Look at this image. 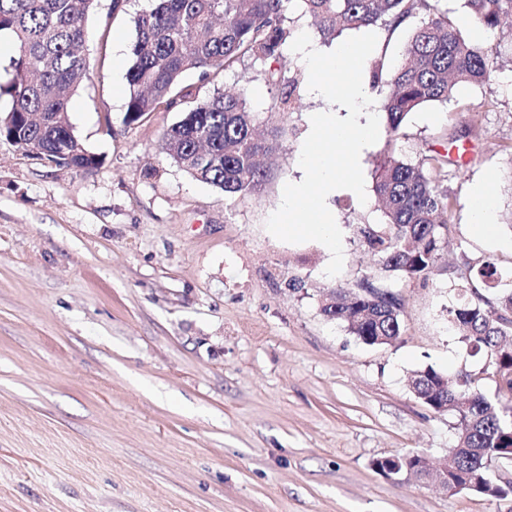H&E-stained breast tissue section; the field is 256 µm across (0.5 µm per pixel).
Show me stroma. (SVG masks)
<instances>
[{"mask_svg": "<svg viewBox=\"0 0 512 512\" xmlns=\"http://www.w3.org/2000/svg\"><path fill=\"white\" fill-rule=\"evenodd\" d=\"M153 0H95L84 26L94 76L70 121L98 155L90 171L52 166L0 139V512H512V496L451 493L376 460H448L456 416L437 413L408 379L430 366L465 368L499 399L486 359L449 332L452 289L470 266L512 249L471 231L469 194L488 181L499 237L512 240V56L489 79L412 113L397 142L418 160L440 131L466 148L448 168L455 200L448 249L427 281L395 283L403 332L369 346L320 305L379 265L356 233L383 211L341 195L330 206L344 265L321 243L266 229L285 184L300 181L308 122L331 104L309 91L298 111L270 112L277 89L243 59L217 80L181 86L198 97L246 89L253 111L285 131L269 179L225 201L162 157L180 108L126 124L135 18Z\"/></svg>", "mask_w": 512, "mask_h": 512, "instance_id": "obj_1", "label": "stroma"}]
</instances>
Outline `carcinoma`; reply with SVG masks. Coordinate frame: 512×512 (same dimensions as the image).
I'll list each match as a JSON object with an SVG mask.
<instances>
[{"label": "carcinoma", "instance_id": "carcinoma-1", "mask_svg": "<svg viewBox=\"0 0 512 512\" xmlns=\"http://www.w3.org/2000/svg\"><path fill=\"white\" fill-rule=\"evenodd\" d=\"M95 0H0V33L13 38L12 78L0 83V135L56 166L88 171L100 158L86 150L69 119L72 96L90 79L92 66L82 52V19ZM292 0H157L134 21L127 71L129 87L125 122L139 123L152 112L185 104L181 116L162 135L161 152L194 179L216 188L224 199L237 200L265 181L260 157L272 152L274 140L257 136L262 123L250 109L247 92L215 91L202 100L179 89L182 76L197 71L203 81L250 58L266 68L274 85L288 90L273 98L269 112L295 109L298 80L274 68L290 38L285 11ZM320 31L337 37L345 30L382 24L394 32L413 19L400 59L389 69L371 70V89L382 97L386 148L378 163L373 192L386 222L364 232L381 267L351 286L352 297L339 289L321 309L329 320L347 327L367 344H389L402 332V300L389 284L427 279L441 258L451 223L454 198L448 193L449 153L434 151L413 162L396 151L409 115L435 102H447L461 85L483 83L490 46L464 37L446 13L431 11L430 0H299ZM473 23L488 32L512 16V0H466ZM472 279L460 285L458 300L448 307V330L491 356L499 390L512 397V282L486 259ZM414 392L433 411L442 396L461 395L469 403L456 410L454 459L448 481H482L481 495L503 498L512 490L489 475V454L512 449V406L489 400L478 377L467 370L443 373L426 367L412 374Z\"/></svg>", "mask_w": 512, "mask_h": 512}]
</instances>
